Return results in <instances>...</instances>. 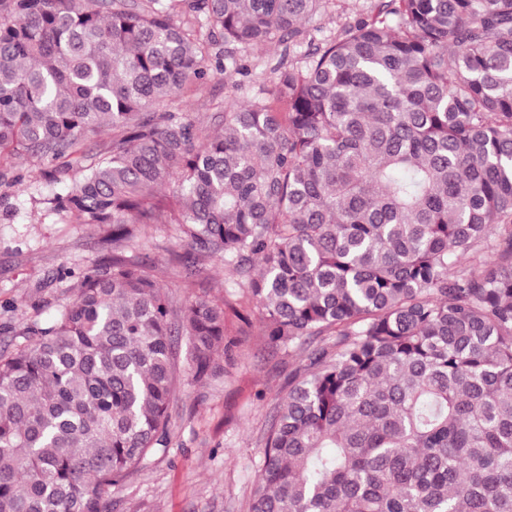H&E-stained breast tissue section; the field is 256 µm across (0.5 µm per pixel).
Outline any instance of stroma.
<instances>
[{
    "label": "stroma",
    "instance_id": "1",
    "mask_svg": "<svg viewBox=\"0 0 512 512\" xmlns=\"http://www.w3.org/2000/svg\"><path fill=\"white\" fill-rule=\"evenodd\" d=\"M369 5L370 0H335L309 23L310 39L319 44L333 37ZM282 51L276 44L246 50L248 72L229 80L212 75L202 94L174 102L172 111L221 131L225 96L249 103ZM32 166L21 161L0 182V350L5 351L21 343L28 324L51 321L61 304L75 298L77 282L58 277L63 267L104 265L112 258L105 228L64 224L47 211L43 200L59 186L49 178L30 181ZM168 240L166 225L153 226L146 260L174 305L190 296L223 302L224 347L214 354L222 372L195 382L186 360H179L169 450L148 457L113 487L104 498L106 512H248L264 430L305 354L267 345L261 310L242 297L222 258H199L189 271L158 253Z\"/></svg>",
    "mask_w": 512,
    "mask_h": 512
}]
</instances>
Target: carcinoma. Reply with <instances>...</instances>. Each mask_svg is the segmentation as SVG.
Returning a JSON list of instances; mask_svg holds the SVG:
<instances>
[{"label": "carcinoma", "instance_id": "cac0c4a2", "mask_svg": "<svg viewBox=\"0 0 512 512\" xmlns=\"http://www.w3.org/2000/svg\"><path fill=\"white\" fill-rule=\"evenodd\" d=\"M326 3L0 0V177L56 163L49 210L112 228V261L63 269L75 299L0 353V512H104L168 447L174 337L213 372L224 308L172 306L140 254L156 224L188 268L257 258L238 287L267 343L313 342L249 512H512V0H376L221 132L156 111L236 49L303 45Z\"/></svg>", "mask_w": 512, "mask_h": 512}]
</instances>
